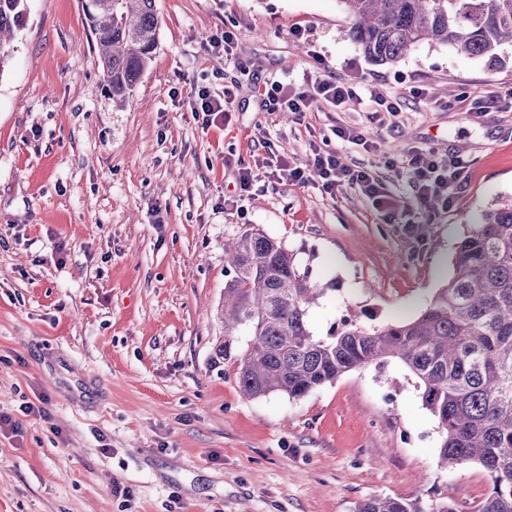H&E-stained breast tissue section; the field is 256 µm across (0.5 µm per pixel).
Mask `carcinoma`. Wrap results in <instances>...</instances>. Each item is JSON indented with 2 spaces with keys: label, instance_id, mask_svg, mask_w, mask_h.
<instances>
[{
  "label": "carcinoma",
  "instance_id": "carcinoma-1",
  "mask_svg": "<svg viewBox=\"0 0 512 512\" xmlns=\"http://www.w3.org/2000/svg\"><path fill=\"white\" fill-rule=\"evenodd\" d=\"M345 35L378 65H392L416 45L504 60L512 44V0H341ZM26 0H0V76L15 53ZM102 83L118 107L154 59L155 0H85ZM224 343L242 393L301 397L344 373L399 360L416 378L437 419L439 465L477 464L490 479L473 512H512V196L496 200L455 248L453 275L409 321L367 328L345 318L325 338L309 329L310 308L325 289L300 272L290 251L270 236L245 231L224 244ZM251 339L236 352L238 333ZM356 512H424L416 502L370 497Z\"/></svg>",
  "mask_w": 512,
  "mask_h": 512
}]
</instances>
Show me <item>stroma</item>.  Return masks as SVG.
Masks as SVG:
<instances>
[{
  "instance_id": "obj_1",
  "label": "stroma",
  "mask_w": 512,
  "mask_h": 512,
  "mask_svg": "<svg viewBox=\"0 0 512 512\" xmlns=\"http://www.w3.org/2000/svg\"><path fill=\"white\" fill-rule=\"evenodd\" d=\"M84 0H27L0 75V512H355L372 496L471 507L482 467L436 464L440 435L395 360L299 398H248L224 338L226 240L253 229L327 285L313 333L351 317H417L452 275L458 241L512 194V46L504 65L421 44L377 65L344 38L340 0H156L153 62L119 109L101 82ZM232 29V55L211 37ZM326 77L378 86L401 110L370 120L320 103L284 115L257 103L270 79L301 91ZM429 89L432 100L407 95ZM232 89L205 126L193 87ZM491 97L486 112L473 99ZM364 130L374 149L341 141ZM371 169L396 203L292 181L315 151ZM415 150L468 161L448 207L415 198ZM259 179L242 192L241 168ZM419 233L407 235L405 225ZM45 403L48 419L21 416Z\"/></svg>"
}]
</instances>
